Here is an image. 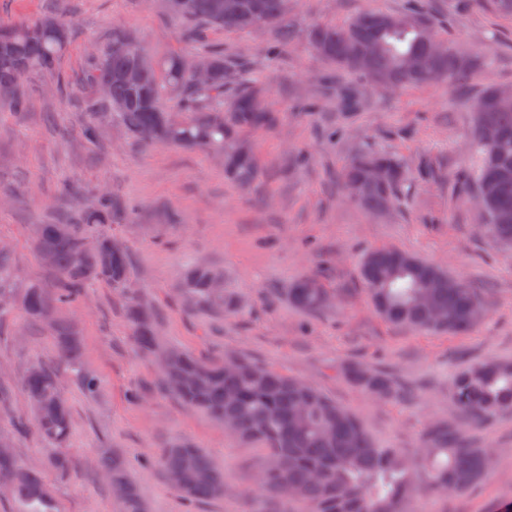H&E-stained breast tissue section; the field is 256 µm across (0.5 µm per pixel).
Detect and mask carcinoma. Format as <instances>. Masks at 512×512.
Instances as JSON below:
<instances>
[{"label":"carcinoma","instance_id":"1","mask_svg":"<svg viewBox=\"0 0 512 512\" xmlns=\"http://www.w3.org/2000/svg\"><path fill=\"white\" fill-rule=\"evenodd\" d=\"M409 0L398 16L405 19L400 28L382 24L385 12L367 10L355 15L342 27L316 26L308 38L320 59L339 71L366 75L357 63L372 44L380 49L367 65L372 74L391 87L429 84L435 80L457 83L472 74L480 61L446 42L437 54L424 37L436 30L435 18ZM246 12H258L262 25L280 27L287 0H241ZM170 13L182 20L183 39L198 44L207 41L217 29L236 31L256 27L249 20L224 17V0H173ZM69 30L64 22L47 17L34 22L0 25V84L16 87L7 101L15 114L26 110L30 97L21 80L29 74L52 72L65 51ZM116 45L128 51L108 49L90 56L86 81L92 87L108 86L110 97L94 100L91 119L82 128L86 141L98 137L101 121L117 116L130 138L142 143L140 132L151 128L155 141L186 148L228 153L225 176L248 187L257 174L254 154L233 152L241 136L268 129L278 122L260 90L250 86L239 90L229 109H224V49L207 46L204 56L214 67L206 85H197L180 67L183 54L173 53L155 64L143 81L133 85L126 72L141 51L125 34L112 35ZM412 56L416 69L403 66ZM170 112L185 118L176 124L167 121ZM476 121L471 132L478 158L475 201L482 205L488 222L484 230L501 244H512V102L499 99L496 89L488 88L475 100ZM372 158L385 168L380 184L366 180L359 160ZM407 180L404 165L385 152L360 153L341 172L344 187L360 192V202L378 210L394 198ZM129 207L108 192L96 193L92 202L75 218L60 224H40L35 245L48 252V266L58 273L53 291L38 283H28L16 292L14 257L0 248V306L19 296L27 317L52 328L57 358L66 363L88 396L99 389L97 377L84 368L81 342L65 322L55 318L61 306H74L83 300V290L91 282H104L116 290L126 287L130 260L127 250H112V236L98 233L105 224L129 216ZM404 262V269L389 284H375L369 274L378 268H391ZM216 272L205 266H191L176 284V290L191 297L202 308L231 312L235 298L212 287ZM361 278L376 312L389 324L416 332L468 335L475 331L482 316L479 292L447 270L415 258L394 247L369 251L363 260ZM288 300L306 312L322 309L324 288H303L296 282L288 289ZM441 312L442 321L433 320ZM136 346L145 356L158 361L163 387L185 406L206 415L218 424L231 419L237 435L259 445L266 454L263 472L268 481L263 490L281 498L282 487L293 491L289 502L306 505L310 512H407V504L417 484L433 492L462 494L470 491L490 469L487 449L473 443L468 435L446 421L428 427L423 435L425 453L411 463L398 448H379L361 421L322 391L259 363L238 359L236 370L224 371V360H202L191 354L160 345L151 311L135 301L126 309ZM481 374L472 376L474 367H463L455 375L453 398L460 416L474 429L512 411V363L488 361L477 365ZM343 377L360 390L387 400L404 397L405 392L384 371L351 365ZM34 416L39 439L52 451L50 466L68 475L74 462L68 451L73 434L72 412L56 371L43 363H33L20 379ZM158 461L163 475L174 472L185 477L178 489L181 498L192 505L224 496V469L203 449L185 442L161 448ZM98 465L110 483L125 488L119 499L120 512H145L141 487L131 478L127 462L117 455H106ZM0 482L9 484L13 497L25 505L24 512H61L49 485L41 474L23 464L13 452L0 453Z\"/></svg>","mask_w":512,"mask_h":512}]
</instances>
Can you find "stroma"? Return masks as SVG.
Instances as JSON below:
<instances>
[{"instance_id":"obj_1","label":"stroma","mask_w":512,"mask_h":512,"mask_svg":"<svg viewBox=\"0 0 512 512\" xmlns=\"http://www.w3.org/2000/svg\"><path fill=\"white\" fill-rule=\"evenodd\" d=\"M425 2L440 34L483 62L460 85L387 89L344 73L336 86L323 82L330 67L314 52L309 29L344 25L364 10L398 13L407 0H288L285 22L295 36L275 57L267 53L271 28L211 32L210 41L224 47L225 97L255 86L280 116L274 129L243 136L259 165L245 189L225 178L222 158L162 142L132 143L116 120L101 124L95 142L79 136L95 98L82 80L84 63L108 49L113 31L126 33L156 61L173 51L204 53V45L182 40L181 23L161 0H0L2 23L63 13L71 34L56 71L27 78L32 103L25 116L0 104V246L12 251L19 282L55 285V272L32 245L36 225L76 215L100 188L136 209L134 219L105 228L130 253L125 292L93 283L81 305L57 313L76 330L84 365L100 380L89 397L72 375L64 377L74 471L62 479L49 469V452L34 431L12 444L22 462L42 469L63 512H118L97 466L106 451L125 458L149 512H184L156 464L159 448L173 439L204 448L224 469L223 498L193 512L283 509L256 487L260 448L159 392L156 363L135 345L129 300L155 314L163 345L204 359L246 357L308 382L388 448L415 450L430 422L458 421L450 387L460 364L512 361V246L484 234L474 199L460 190L474 167L473 100L489 86L512 89V20L469 0ZM340 86L356 91L355 111L342 108ZM364 150L394 154L408 170L404 188L381 212L356 202L338 179L343 164ZM172 213L179 218L174 226ZM382 246L440 265L478 288L484 317L475 331L448 336L387 325L360 277L365 254ZM195 265L223 273L224 288L237 301L233 314L200 311L177 296V279ZM314 272L323 276L328 301L307 314L289 305L286 294ZM41 361H56L51 330L10 307L0 318V384L11 390L0 406V426L10 416L31 420L19 380ZM350 363L388 370L418 393L411 400L374 399L343 379ZM475 436L493 455L488 477L463 496L419 494L409 512H512V414Z\"/></svg>"}]
</instances>
